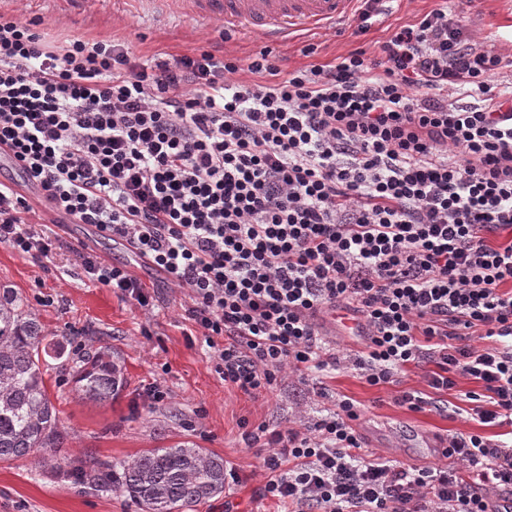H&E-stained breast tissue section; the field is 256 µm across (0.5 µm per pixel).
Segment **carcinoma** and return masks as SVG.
Wrapping results in <instances>:
<instances>
[{"mask_svg":"<svg viewBox=\"0 0 512 512\" xmlns=\"http://www.w3.org/2000/svg\"><path fill=\"white\" fill-rule=\"evenodd\" d=\"M65 354L27 301L0 284V461L54 457L61 429L45 384L42 357ZM75 391L92 404L112 402L126 386L122 357L99 345L75 365ZM79 485L107 494L119 489L142 512H191L224 493V458L186 442L153 448L130 460L90 458L67 472Z\"/></svg>","mask_w":512,"mask_h":512,"instance_id":"1","label":"carcinoma"}]
</instances>
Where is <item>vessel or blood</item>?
I'll return each instance as SVG.
<instances>
[{"label":"vessel or blood","mask_w":512,"mask_h":512,"mask_svg":"<svg viewBox=\"0 0 512 512\" xmlns=\"http://www.w3.org/2000/svg\"><path fill=\"white\" fill-rule=\"evenodd\" d=\"M193 17L218 16L226 28L282 45L351 21L357 0H177Z\"/></svg>","instance_id":"vessel-or-blood-1"}]
</instances>
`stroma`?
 Returning <instances> with one entry per match:
<instances>
[{
	"mask_svg": "<svg viewBox=\"0 0 512 512\" xmlns=\"http://www.w3.org/2000/svg\"><path fill=\"white\" fill-rule=\"evenodd\" d=\"M444 3L462 17L476 42L512 57V0H476L472 5L467 0H394L391 11L367 33L356 34L349 23L288 43L282 67L288 71L320 63L355 48L374 55L389 28ZM0 8H17L26 19L38 20L39 32L54 44L74 37H120L138 63L193 54L219 43L224 27L221 19L199 21L156 9L149 0H81L77 5L66 0H0ZM307 41L318 49L306 57L301 48ZM60 235L54 259L43 268L0 244V283L27 298L49 333L71 337L67 357H48L43 365L48 392L68 437L52 464L41 466L31 457L0 462V512H141L123 492L108 497L81 492L60 476V468L91 457L131 459L184 441L223 457L238 475L237 482L226 484L223 495L200 504L196 512H277V503L259 494L264 477L258 451L247 447L245 434L262 424L271 429L285 426L301 411L320 416L343 396L362 409L360 434L368 450L407 467L443 464L437 448L440 437L479 429L468 420L464 399L477 385L463 376L454 389L436 391L428 389L424 370L399 373V387L427 391L431 399L429 410L418 413L394 403L396 389L368 385L352 365L320 374L314 383L285 375L271 392L257 398L227 387L213 368L211 348L190 333L186 291L165 282L121 242L100 237L92 225L70 224ZM83 245L99 258L126 264L153 296V308L141 311L111 289L89 282L72 254ZM101 343L123 356L127 377L121 396L103 406L74 393L71 362ZM153 383L166 391L164 402L147 399ZM318 383L326 397L317 396Z\"/></svg>",
	"mask_w": 512,
	"mask_h": 512,
	"instance_id": "1",
	"label": "stroma"
}]
</instances>
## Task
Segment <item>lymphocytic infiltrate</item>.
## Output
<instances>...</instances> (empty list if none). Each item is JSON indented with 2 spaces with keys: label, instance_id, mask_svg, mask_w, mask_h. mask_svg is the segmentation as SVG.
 Returning <instances> with one entry per match:
<instances>
[{
  "label": "lymphocytic infiltrate",
  "instance_id": "1",
  "mask_svg": "<svg viewBox=\"0 0 512 512\" xmlns=\"http://www.w3.org/2000/svg\"><path fill=\"white\" fill-rule=\"evenodd\" d=\"M506 62L443 8L395 28L376 57L282 71L263 50L134 64L119 40L55 46L0 12V152L49 223L92 224L186 290V316L225 385L248 395L348 365L318 320L352 311L368 385L433 363L471 416L512 427V89ZM466 87L478 105L448 100ZM0 181V243L37 262L54 237ZM95 285L153 306L126 265L80 252ZM360 407L257 427L263 497L284 512H512V446L452 434L463 469L363 453Z\"/></svg>",
  "mask_w": 512,
  "mask_h": 512
}]
</instances>
